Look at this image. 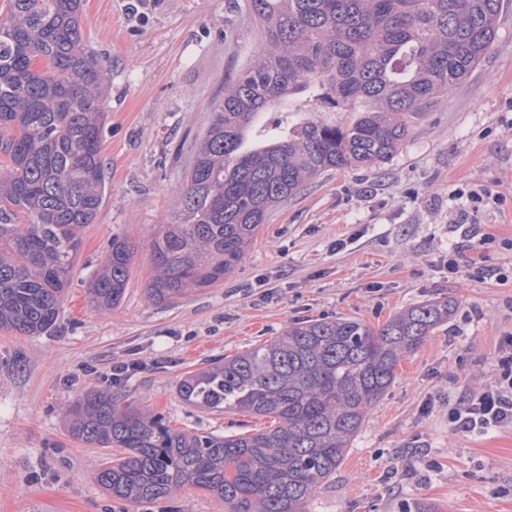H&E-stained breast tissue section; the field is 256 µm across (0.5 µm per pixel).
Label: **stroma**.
<instances>
[{"instance_id": "stroma-1", "label": "stroma", "mask_w": 512, "mask_h": 512, "mask_svg": "<svg viewBox=\"0 0 512 512\" xmlns=\"http://www.w3.org/2000/svg\"><path fill=\"white\" fill-rule=\"evenodd\" d=\"M82 30L112 71L108 193L83 234L57 327L0 331V512H224L193 488L152 504L106 495L93 475L108 451L68 434V407L106 389L179 432L252 433L269 418L191 408L177 394L181 377L292 320L344 316L378 328L446 297L455 315L399 363L304 509L512 512V426L465 433L448 421L449 406L493 381L512 336V0L481 64L415 123L391 162L316 179L269 215L224 282L162 305L147 295L149 241L225 81L264 41L247 0H84ZM482 188L501 201L476 214L468 193ZM116 233L135 254L123 302L102 313L87 281ZM474 235L486 245L471 244ZM118 364L132 371L116 383Z\"/></svg>"}]
</instances>
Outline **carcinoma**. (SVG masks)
Returning a JSON list of instances; mask_svg holds the SVG:
<instances>
[{"mask_svg": "<svg viewBox=\"0 0 512 512\" xmlns=\"http://www.w3.org/2000/svg\"><path fill=\"white\" fill-rule=\"evenodd\" d=\"M503 0H249L265 50L224 86L172 191L175 220L150 242L147 294L164 304L224 281L274 207L316 177L381 167L414 123L480 64ZM83 0H10L0 18V330L41 336L106 196L101 146L109 69L88 50ZM355 112L336 122V113ZM135 246L112 235L88 280L91 303L123 300ZM454 299L409 307L375 329L347 317L293 321L249 351L182 378L188 406L267 416L252 434L172 430L164 418L90 391L71 436L119 448L96 474L130 503L200 489L228 512H305L400 361L448 322Z\"/></svg>", "mask_w": 512, "mask_h": 512, "instance_id": "1", "label": "carcinoma"}]
</instances>
